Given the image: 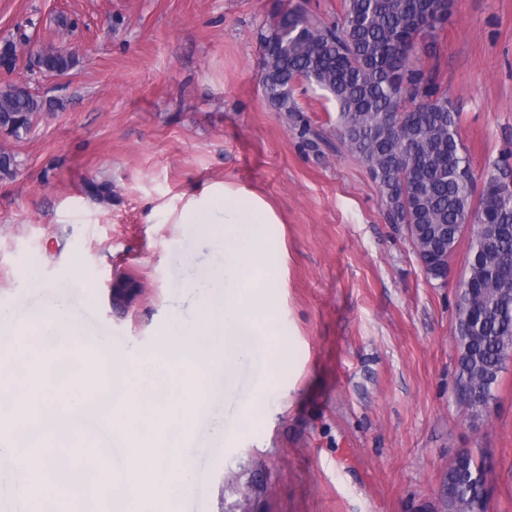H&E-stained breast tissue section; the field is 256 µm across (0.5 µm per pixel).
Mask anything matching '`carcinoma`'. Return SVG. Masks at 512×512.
Wrapping results in <instances>:
<instances>
[{"label": "carcinoma", "instance_id": "carcinoma-1", "mask_svg": "<svg viewBox=\"0 0 512 512\" xmlns=\"http://www.w3.org/2000/svg\"><path fill=\"white\" fill-rule=\"evenodd\" d=\"M441 0H344L343 21L333 25L302 11L277 12L266 21L267 65L260 75L267 99L281 112L297 111L296 82L328 92L339 109L344 144L369 168L389 213L412 224L411 242L442 277L448 249L432 226L465 223L476 211L467 256L468 284L459 291L455 342L459 349L457 391L469 417L480 420L512 345V185L492 174L473 204V175L435 73L412 65L410 44L437 50L428 20ZM73 53L38 56L44 70L66 71ZM55 107L23 85L0 89V135L20 139L38 116ZM17 169L16 156L0 149V178ZM484 459L464 450L448 467L449 512L484 507Z\"/></svg>", "mask_w": 512, "mask_h": 512}]
</instances>
